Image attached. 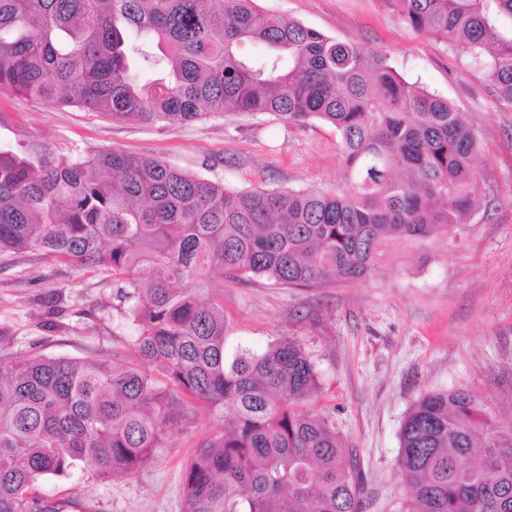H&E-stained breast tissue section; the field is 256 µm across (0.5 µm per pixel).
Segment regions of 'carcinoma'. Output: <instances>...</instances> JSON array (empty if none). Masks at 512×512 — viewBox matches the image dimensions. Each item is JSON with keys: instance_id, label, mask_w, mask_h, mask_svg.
<instances>
[{"instance_id": "cac0c4a2", "label": "carcinoma", "mask_w": 512, "mask_h": 512, "mask_svg": "<svg viewBox=\"0 0 512 512\" xmlns=\"http://www.w3.org/2000/svg\"><path fill=\"white\" fill-rule=\"evenodd\" d=\"M253 0H0V95L182 125L269 113L332 125L336 190L234 191L116 148L83 153L0 110V254L36 251L120 277L138 363L0 356V512H67L39 481L94 462L136 474L182 410L224 415L186 467L183 512H364L360 463L306 408L320 383L296 341L225 354L215 277L326 288L375 274L389 245L449 233L479 191L474 129L387 54ZM445 40L512 105V0H382ZM256 44L264 55L243 57ZM396 512H512V423L471 392L417 399L399 433Z\"/></svg>"}]
</instances>
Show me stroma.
I'll return each mask as SVG.
<instances>
[{
    "label": "stroma",
    "mask_w": 512,
    "mask_h": 512,
    "mask_svg": "<svg viewBox=\"0 0 512 512\" xmlns=\"http://www.w3.org/2000/svg\"><path fill=\"white\" fill-rule=\"evenodd\" d=\"M336 40L386 52L408 81L445 98L474 128L482 162L476 204L458 230L394 244L367 280L280 288L263 279L224 283L227 356L300 343L320 390L311 407L354 448L365 512H395L406 488L399 430L412 404L435 391H473L512 419V106L485 72L446 43L404 24L381 0H256ZM18 127L62 148H121L154 156L236 190H332L343 170L333 126H284L275 116L206 115L181 126L112 121L77 107L0 97ZM111 276L34 254L0 256V352L132 362L139 327ZM221 428L192 410L168 447L133 475L99 479L93 464L41 481L74 512H182L185 468Z\"/></svg>",
    "instance_id": "obj_1"
}]
</instances>
